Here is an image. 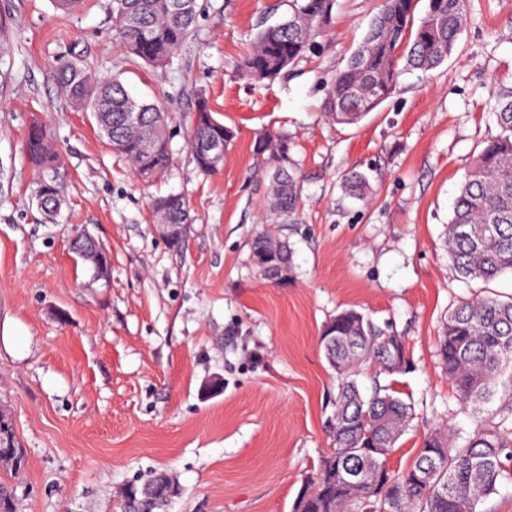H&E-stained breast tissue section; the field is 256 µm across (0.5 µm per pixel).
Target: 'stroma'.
<instances>
[{"instance_id":"35a3bbf8","label":"stroma","mask_w":512,"mask_h":512,"mask_svg":"<svg viewBox=\"0 0 512 512\" xmlns=\"http://www.w3.org/2000/svg\"><path fill=\"white\" fill-rule=\"evenodd\" d=\"M193 34L165 68L128 56L112 0H0V410L26 452L23 474L0 470L17 512H120V491L166 473L169 512H292L305 480L334 450L335 371L324 325L354 308L405 338L409 372L393 384L413 419L386 458L405 469L425 434L472 435L490 412L463 408L437 352L448 312L472 294L512 296V276L465 281L444 247L465 175L499 134L512 93V0H467L452 55L403 73L359 124L323 112L327 90L360 43L379 0H336L303 57L257 81L240 64L289 0H198ZM88 63L171 114V162L140 178L92 112L60 94L57 71ZM231 127L219 169L202 172L188 145L198 96ZM42 125L61 172V207L45 216L44 175L27 133ZM285 140L277 161L257 154ZM301 187L297 221L264 217L277 169ZM365 174L367 200L346 196ZM182 197L191 224L173 247L156 199ZM79 232L103 245L94 270L70 249ZM288 245V280L265 278L253 239Z\"/></svg>"}]
</instances>
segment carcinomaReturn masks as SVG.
<instances>
[{
  "instance_id": "obj_1",
  "label": "carcinoma",
  "mask_w": 512,
  "mask_h": 512,
  "mask_svg": "<svg viewBox=\"0 0 512 512\" xmlns=\"http://www.w3.org/2000/svg\"><path fill=\"white\" fill-rule=\"evenodd\" d=\"M283 21L261 30L243 62L256 80L279 75L303 53L332 12L335 0H291ZM419 0H381L361 43L336 74L324 100L328 118L357 125L383 103L409 69L428 72L452 54L463 29L466 0H428L414 20ZM114 22L128 52L153 67H164L181 50L195 24L197 0H114ZM61 94L75 109L100 114L97 124L112 149L124 156L145 180L164 173L170 163L169 116L154 103L133 98L120 79L93 81L75 61L57 74ZM501 133L478 154L461 184L446 228L448 258L464 279L493 280L512 274V99L496 112ZM231 128L217 124L207 98H198L188 137L200 169L215 170L222 160L207 154L208 145L231 141ZM32 155L54 161L43 130L32 128ZM348 193L367 198L369 181L360 173L346 180ZM38 194L50 209L60 203L57 181L47 178ZM297 178L274 172L268 211L273 222L296 215ZM154 209L172 224L189 223L185 201L175 195L156 200ZM320 347L338 378L332 432L336 448L316 476L298 493L292 512H478L497 491L512 462V437L497 426L480 425L459 444L440 427L423 442L403 472L381 481L384 459L406 432L410 406L390 385L379 381L410 369L405 344L389 323L382 325L354 308L331 319ZM439 356L458 399L476 410L500 398L495 413L512 416V299L477 295L453 309L439 337ZM372 372L370 394L357 377ZM25 450L16 442L11 421L0 427V468L20 472ZM174 481L160 485L156 475L121 493V512H168Z\"/></svg>"
}]
</instances>
